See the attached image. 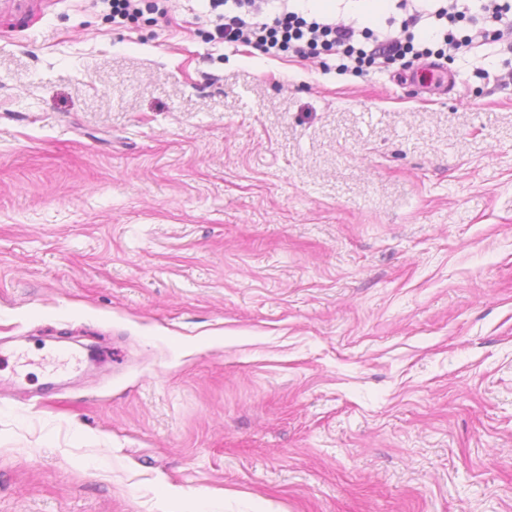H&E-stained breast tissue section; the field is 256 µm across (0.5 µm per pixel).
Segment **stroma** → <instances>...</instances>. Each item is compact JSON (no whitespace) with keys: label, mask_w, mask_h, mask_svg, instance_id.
<instances>
[{"label":"stroma","mask_w":512,"mask_h":512,"mask_svg":"<svg viewBox=\"0 0 512 512\" xmlns=\"http://www.w3.org/2000/svg\"><path fill=\"white\" fill-rule=\"evenodd\" d=\"M160 5L0 0V512H512V52ZM143 2H145V8L150 11L159 9L153 1L148 0H112V21L122 23L140 14L142 12L140 5ZM502 0H401L397 9H411L402 16L399 26L393 15L360 25L357 22L329 21L321 16L305 17L303 12L287 11L264 16V5L273 0H224V15L215 26L211 39L224 45L251 47L267 57L291 54L303 60L336 56L341 74L352 71L368 73L404 61L402 65L426 64L436 66L446 59L448 45L460 43L451 27L466 14L476 13L492 21L494 29L481 28L476 35L462 40L471 42L477 37L484 41H509L512 50V5ZM440 2H446V6ZM458 2H463L458 4ZM227 7V9H226ZM437 67V66H436Z\"/></svg>","instance_id":"1"}]
</instances>
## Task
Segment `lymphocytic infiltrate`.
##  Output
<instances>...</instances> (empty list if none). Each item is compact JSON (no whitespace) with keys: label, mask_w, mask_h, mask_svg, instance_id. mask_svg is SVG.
I'll use <instances>...</instances> for the list:
<instances>
[{"label":"lymphocytic infiltrate","mask_w":512,"mask_h":512,"mask_svg":"<svg viewBox=\"0 0 512 512\" xmlns=\"http://www.w3.org/2000/svg\"><path fill=\"white\" fill-rule=\"evenodd\" d=\"M269 2L224 0L216 39L268 57L334 56L342 74H364L408 58L420 64L444 59L448 47L459 44L453 26L472 11L493 23L492 28L480 29L479 37L490 42L512 41V0H398L402 18L388 15L362 24L295 11L268 16L263 7Z\"/></svg>","instance_id":"f902f5d3"}]
</instances>
